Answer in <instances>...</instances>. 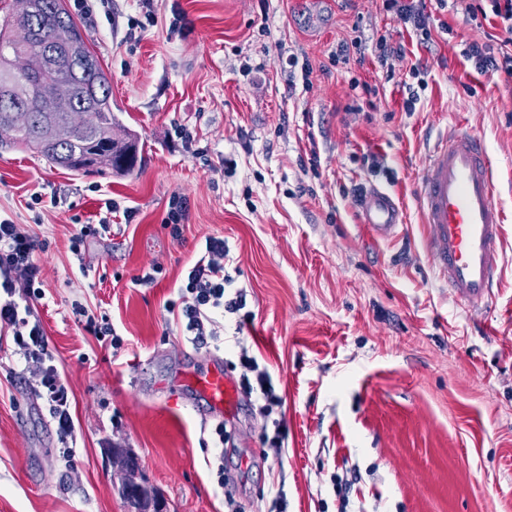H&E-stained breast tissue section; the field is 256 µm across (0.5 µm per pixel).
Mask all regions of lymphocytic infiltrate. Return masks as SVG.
Wrapping results in <instances>:
<instances>
[{"label":"lymphocytic infiltrate","instance_id":"obj_1","mask_svg":"<svg viewBox=\"0 0 512 512\" xmlns=\"http://www.w3.org/2000/svg\"><path fill=\"white\" fill-rule=\"evenodd\" d=\"M47 247V241L38 239L28 225L0 219V293L5 296L0 302V325L12 330L25 370L35 381L39 397L57 422L60 434L66 437L73 431L69 391L40 323L31 319V301L45 296L42 270L35 255ZM226 257L223 239L206 238L204 256L189 269L178 288L179 315L195 344L217 351L229 346L238 348L240 387L246 398L254 400L259 415L266 417L281 403L269 372L242 349L239 339L219 333L225 314L237 313L246 305L244 294L232 299L226 296L230 281L224 272Z\"/></svg>","mask_w":512,"mask_h":512}]
</instances>
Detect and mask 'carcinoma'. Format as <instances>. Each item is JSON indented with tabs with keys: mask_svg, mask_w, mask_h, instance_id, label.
Instances as JSON below:
<instances>
[{
	"mask_svg": "<svg viewBox=\"0 0 512 512\" xmlns=\"http://www.w3.org/2000/svg\"><path fill=\"white\" fill-rule=\"evenodd\" d=\"M47 9L29 19L15 15L0 21V67L18 51L38 52L56 48L63 63L37 78L17 74L0 79V99L21 89L31 109L55 82L68 79L77 90L75 106L91 113V129L83 131L69 122V113L58 112L49 121L63 129L62 137L48 143L40 139L39 131L32 128L18 134L12 146L24 147L40 154L52 165L70 171L102 172L131 171L138 163L135 140L118 142L109 138L116 124L112 112V88L108 74L90 51L87 37L74 22L64 0H49Z\"/></svg>",
	"mask_w": 512,
	"mask_h": 512,
	"instance_id": "cac0c4a2",
	"label": "carcinoma"
}]
</instances>
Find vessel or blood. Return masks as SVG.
Listing matches in <instances>:
<instances>
[{"mask_svg": "<svg viewBox=\"0 0 512 512\" xmlns=\"http://www.w3.org/2000/svg\"><path fill=\"white\" fill-rule=\"evenodd\" d=\"M417 198L429 229L425 247L440 274L460 302L485 304L499 281L505 218L483 141L463 129L443 134ZM358 211L360 224L376 238L396 237L403 223L394 197L375 186ZM186 386L215 414L231 413L239 398L220 360L211 370L190 375Z\"/></svg>", "mask_w": 512, "mask_h": 512, "instance_id": "b4317fda", "label": "vessel or blood"}]
</instances>
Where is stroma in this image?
Returning <instances> with one entry per match:
<instances>
[{
  "label": "stroma",
  "mask_w": 512,
  "mask_h": 512,
  "mask_svg": "<svg viewBox=\"0 0 512 512\" xmlns=\"http://www.w3.org/2000/svg\"><path fill=\"white\" fill-rule=\"evenodd\" d=\"M65 4L111 80L113 134L137 138L141 160L86 175L0 148V217L49 243L36 254L46 296L34 316L75 425L63 439L0 331V512H130L125 452L162 512H224L220 467L243 512H273L279 491L286 512H337L340 478L347 512H512V76L478 74L461 55L470 41L500 46L491 0H426V45L383 0ZM352 38L360 50L334 64ZM382 38L406 50L384 67ZM414 68L425 88L408 112ZM355 81L378 85L374 108L346 112ZM457 125L483 139L505 214L501 281L475 311L435 272L416 196L435 142ZM356 184L394 194L397 239L358 224ZM175 195L187 203L177 239ZM108 198L132 218H108ZM106 218L110 233L73 253L81 226ZM209 237L223 238L225 272L253 314L244 325L225 314L224 332L284 400L270 416L288 427L276 450L245 401L216 452V422L182 384L214 359L167 303ZM75 301L109 315L121 348L75 322Z\"/></svg>",
  "instance_id": "obj_1"
}]
</instances>
